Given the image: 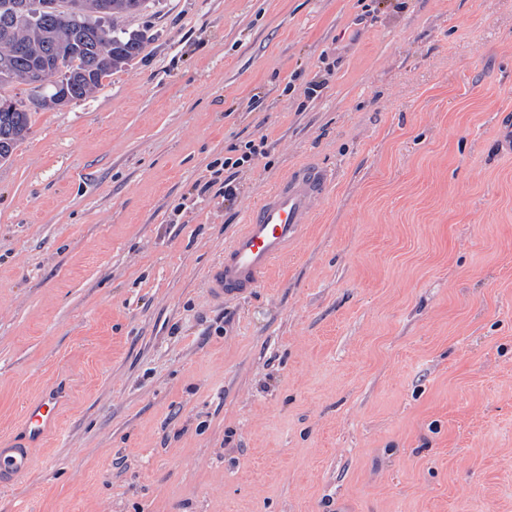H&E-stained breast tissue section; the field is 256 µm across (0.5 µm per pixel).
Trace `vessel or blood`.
Instances as JSON below:
<instances>
[{"label": "vessel or blood", "mask_w": 512, "mask_h": 512, "mask_svg": "<svg viewBox=\"0 0 512 512\" xmlns=\"http://www.w3.org/2000/svg\"><path fill=\"white\" fill-rule=\"evenodd\" d=\"M331 182L328 170L299 165L280 179L257 206L247 209L240 231L204 276L210 300L220 305L264 286L275 263L301 239ZM66 397L67 389L59 383L26 404L21 434L7 446H0V487L30 472L33 450L55 428Z\"/></svg>", "instance_id": "vessel-or-blood-1"}]
</instances>
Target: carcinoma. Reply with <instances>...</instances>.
<instances>
[{"label": "carcinoma", "instance_id": "1", "mask_svg": "<svg viewBox=\"0 0 512 512\" xmlns=\"http://www.w3.org/2000/svg\"><path fill=\"white\" fill-rule=\"evenodd\" d=\"M102 0H0V86L14 83L28 86L29 104L0 97V105L17 108L0 112V160L8 159L26 139L31 109L53 102L58 87L71 88V100H80L94 91L102 80L124 70L144 47L142 33L123 28L126 17L142 11L147 0H110L112 13L100 15ZM102 31L112 50L97 49L84 42L86 33ZM57 49L59 64L41 75L40 90L29 86L28 77L41 58L46 40Z\"/></svg>", "mask_w": 512, "mask_h": 512}]
</instances>
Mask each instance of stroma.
Instances as JSON below:
<instances>
[{
	"mask_svg": "<svg viewBox=\"0 0 512 512\" xmlns=\"http://www.w3.org/2000/svg\"><path fill=\"white\" fill-rule=\"evenodd\" d=\"M0 161V512H512V0H152ZM317 95H308L310 85ZM234 201L201 192L243 140ZM267 286L205 270L289 170ZM332 179L326 169L296 166L243 213L240 231L204 276L212 302L224 305V300L239 299L268 282L275 263L301 239ZM66 397V386L58 383L44 389L25 405L21 434L8 443L6 448L0 444V487L11 485L30 472L34 459L33 449L55 428Z\"/></svg>",
	"mask_w": 512,
	"mask_h": 512,
	"instance_id": "1",
	"label": "stroma"
}]
</instances>
